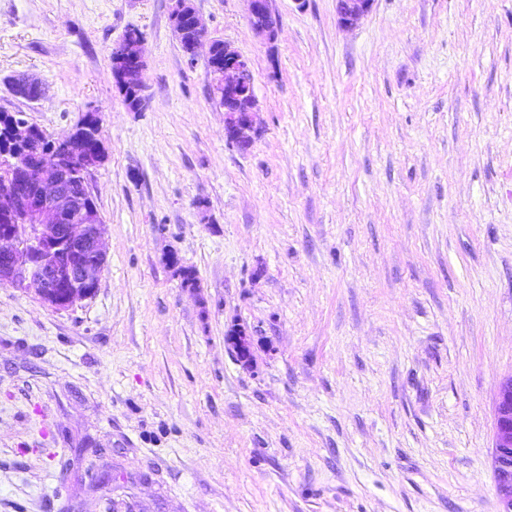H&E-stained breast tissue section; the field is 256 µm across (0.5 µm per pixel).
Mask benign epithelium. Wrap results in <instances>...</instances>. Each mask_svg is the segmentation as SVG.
Listing matches in <instances>:
<instances>
[{"label":"benign epithelium","mask_w":512,"mask_h":512,"mask_svg":"<svg viewBox=\"0 0 512 512\" xmlns=\"http://www.w3.org/2000/svg\"><path fill=\"white\" fill-rule=\"evenodd\" d=\"M248 20L254 33L267 43L277 39V23L271 21L274 0H247ZM373 0H336L338 21L345 27L358 24L370 11ZM144 36L126 46L123 38L112 48V77L121 84L137 76L144 80L147 67L143 54ZM213 84L220 88L224 107V132L241 151H248L257 135L254 113L257 99L254 78L247 59L224 44V58L208 51ZM98 117L85 113L65 136L52 139L31 159L40 170L30 183L18 169L9 175L0 205V282L16 288L37 286L41 300L67 310L88 299L98 287L106 264L101 236V214L86 199L69 191L75 176L67 165L81 130ZM226 342L239 363L254 367L253 341L246 326L238 323L226 334ZM492 469L497 485L500 512H512V375L499 388L496 403Z\"/></svg>","instance_id":"benign-epithelium-1"}]
</instances>
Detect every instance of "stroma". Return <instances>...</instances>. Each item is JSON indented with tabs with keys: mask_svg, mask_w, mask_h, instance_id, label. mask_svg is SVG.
Here are the masks:
<instances>
[{
	"mask_svg": "<svg viewBox=\"0 0 512 512\" xmlns=\"http://www.w3.org/2000/svg\"><path fill=\"white\" fill-rule=\"evenodd\" d=\"M191 3L250 64L247 152L174 0H0V108L52 135L101 114L107 251L68 310L0 284V512H499L512 0H374L353 28L275 0L272 44L245 0ZM130 28L138 112L111 70ZM138 32L140 36L135 38V45L132 47H126L127 35H131ZM145 41L142 32L139 29H129L125 32L123 39L116 43L112 48L111 63H112V77L116 84H122L126 79L132 75H136L140 80V92H139V105L142 107L145 103V97L143 95L145 84H144V72L147 67L146 59L143 54V43ZM226 342L239 363L245 368L254 367L253 341L249 330L243 324H234L226 334Z\"/></svg>",
	"mask_w": 512,
	"mask_h": 512,
	"instance_id": "1",
	"label": "stroma"
}]
</instances>
